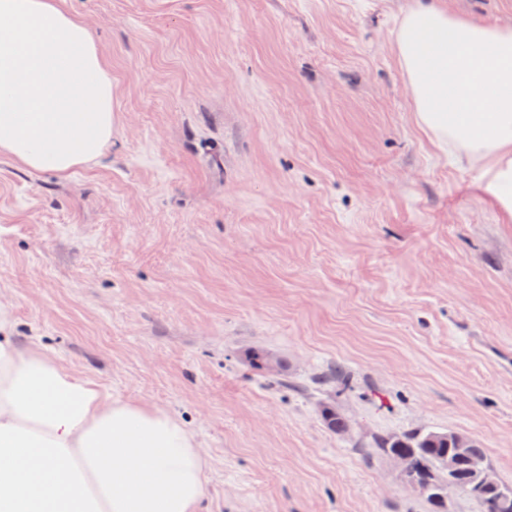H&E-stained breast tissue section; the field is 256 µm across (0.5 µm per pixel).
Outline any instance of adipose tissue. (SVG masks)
Returning <instances> with one entry per match:
<instances>
[{"instance_id":"ef3b65f1","label":"adipose tissue","mask_w":512,"mask_h":512,"mask_svg":"<svg viewBox=\"0 0 512 512\" xmlns=\"http://www.w3.org/2000/svg\"><path fill=\"white\" fill-rule=\"evenodd\" d=\"M416 125L512 222V23L408 0L393 30ZM112 139V72L62 0H0V155L66 174ZM0 308V512H200L208 460L178 416L106 395Z\"/></svg>"}]
</instances>
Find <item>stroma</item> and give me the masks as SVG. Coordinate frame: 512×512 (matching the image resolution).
<instances>
[{"label":"stroma","instance_id":"1","mask_svg":"<svg viewBox=\"0 0 512 512\" xmlns=\"http://www.w3.org/2000/svg\"><path fill=\"white\" fill-rule=\"evenodd\" d=\"M64 2L111 68L112 140L64 176L0 156L20 343L184 419L207 512H426L357 450L411 431L470 435L512 483V223L414 122L405 0ZM336 360L350 387L310 390ZM267 349L262 346H256L250 349L247 353V361L250 366L257 371L261 372H269V373H277L281 369V360L280 357L274 352H268L266 362H265V371L263 368V363L265 359ZM267 373V374H269Z\"/></svg>","mask_w":512,"mask_h":512}]
</instances>
